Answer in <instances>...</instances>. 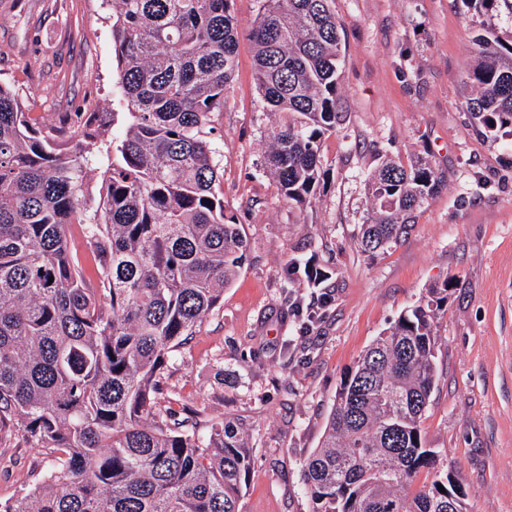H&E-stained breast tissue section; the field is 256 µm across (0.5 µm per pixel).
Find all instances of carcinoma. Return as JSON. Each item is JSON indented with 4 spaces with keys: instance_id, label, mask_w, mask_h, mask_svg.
Masks as SVG:
<instances>
[{
    "instance_id": "obj_1",
    "label": "carcinoma",
    "mask_w": 512,
    "mask_h": 512,
    "mask_svg": "<svg viewBox=\"0 0 512 512\" xmlns=\"http://www.w3.org/2000/svg\"><path fill=\"white\" fill-rule=\"evenodd\" d=\"M231 2L114 0L127 125L110 140L114 113L41 122L0 84V433L16 429L57 459L0 512H239L246 436L222 422L201 434L155 401L168 354L221 303L249 249L224 213L209 138L236 66ZM259 2L248 29L255 79L278 114L264 170L304 206L323 187L321 143L345 119L338 22L333 0ZM461 2L512 18V0ZM476 45L467 109L482 136L512 135V34L488 25ZM441 186L426 161L383 158L367 181L362 251L397 243ZM302 269L327 278L288 259V274ZM450 287L428 288L341 380L302 464L312 512H467V493L436 470L420 427Z\"/></svg>"
}]
</instances>
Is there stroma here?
Segmentation results:
<instances>
[{
  "label": "stroma",
  "instance_id": "35a3bbf8",
  "mask_svg": "<svg viewBox=\"0 0 512 512\" xmlns=\"http://www.w3.org/2000/svg\"><path fill=\"white\" fill-rule=\"evenodd\" d=\"M346 122L321 149L311 205L279 196L262 172L274 117L253 45L214 116L226 214L250 240L221 304L167 357L160 403L247 434L240 512H311L302 461L317 447L344 375L426 288L453 281L437 319V380L421 424L468 512H512V137L490 140L465 108L464 69L481 19L461 0H334ZM111 0H0V83L34 116L126 107L115 85ZM424 157L443 180L396 245L370 255L366 178L378 155ZM329 274L288 275L290 255ZM47 449L0 441V504L53 467Z\"/></svg>",
  "mask_w": 512,
  "mask_h": 512
}]
</instances>
